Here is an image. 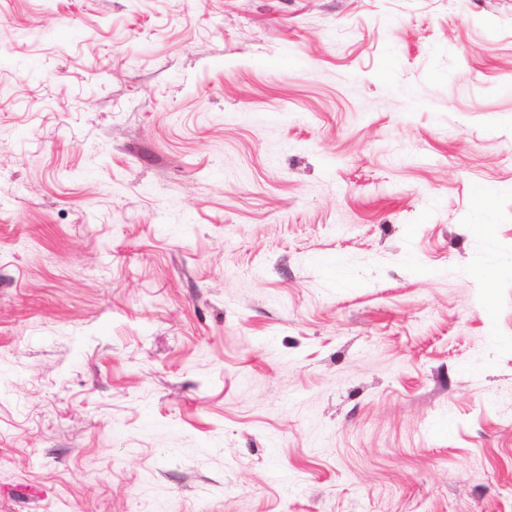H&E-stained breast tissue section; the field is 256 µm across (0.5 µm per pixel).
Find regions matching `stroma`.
<instances>
[{
  "mask_svg": "<svg viewBox=\"0 0 512 512\" xmlns=\"http://www.w3.org/2000/svg\"><path fill=\"white\" fill-rule=\"evenodd\" d=\"M0 512H512V0H0Z\"/></svg>",
  "mask_w": 512,
  "mask_h": 512,
  "instance_id": "obj_1",
  "label": "stroma"
}]
</instances>
